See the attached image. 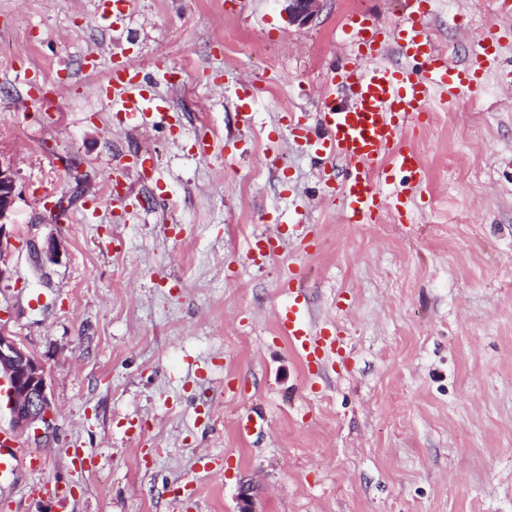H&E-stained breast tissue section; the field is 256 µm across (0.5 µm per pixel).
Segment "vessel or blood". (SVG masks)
I'll return each mask as SVG.
<instances>
[{
	"instance_id": "vessel-or-blood-1",
	"label": "vessel or blood",
	"mask_w": 512,
	"mask_h": 512,
	"mask_svg": "<svg viewBox=\"0 0 512 512\" xmlns=\"http://www.w3.org/2000/svg\"><path fill=\"white\" fill-rule=\"evenodd\" d=\"M406 18L388 34L373 30L360 15L343 25L351 52L329 67L326 92L316 125L288 117L289 135L306 143L319 158L341 162L342 178L332 168H321L320 178L341 201L345 223L377 224L388 212L403 213L421 187L424 169L410 146L409 129L425 125L430 103L441 96L448 108L477 90L490 72L500 81H512V68L501 65L499 39L479 41L465 62L449 59L429 27L431 0H412ZM420 64V72L384 63L388 50ZM118 115L139 126H156L170 118L166 99L154 95L139 81L134 69L111 66L107 80L97 88ZM278 238L271 233L254 236L246 260L264 266L275 257ZM282 335L310 366L323 367L336 344L334 333L308 322L296 305L277 312ZM22 448L8 446L0 432V477L25 462Z\"/></svg>"
}]
</instances>
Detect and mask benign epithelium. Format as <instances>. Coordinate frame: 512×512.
Segmentation results:
<instances>
[{
  "instance_id": "obj_1",
  "label": "benign epithelium",
  "mask_w": 512,
  "mask_h": 512,
  "mask_svg": "<svg viewBox=\"0 0 512 512\" xmlns=\"http://www.w3.org/2000/svg\"><path fill=\"white\" fill-rule=\"evenodd\" d=\"M289 23L308 24L320 9L322 0H284ZM16 181L12 168L0 161V255L10 245L7 226L15 203ZM44 364L0 326V396L14 427L40 431L50 425L52 405L47 393Z\"/></svg>"
}]
</instances>
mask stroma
Segmentation results:
<instances>
[{"instance_id":"1","label":"stroma","mask_w":512,"mask_h":512,"mask_svg":"<svg viewBox=\"0 0 512 512\" xmlns=\"http://www.w3.org/2000/svg\"><path fill=\"white\" fill-rule=\"evenodd\" d=\"M283 7L137 0L113 20L97 0H0L17 193L0 323L44 364L55 410L41 436L15 431L43 464L0 478V512H238L246 484L258 512H512V90L490 75L472 111L433 100L410 135L425 180L404 222L342 223L307 146L267 136L281 112L316 122L346 14L385 31L410 6L323 0L301 28ZM501 26L495 0H435L430 17L456 59ZM90 51L102 69H82ZM114 59L154 81L168 129L118 124L97 94ZM16 69L41 73L34 92ZM253 81L247 130L237 91ZM204 137L238 149L200 157ZM111 173L145 206L111 204ZM259 232L280 235L261 270L245 259ZM51 238L57 260L37 258ZM292 297L343 333L322 371L278 333Z\"/></svg>"}]
</instances>
